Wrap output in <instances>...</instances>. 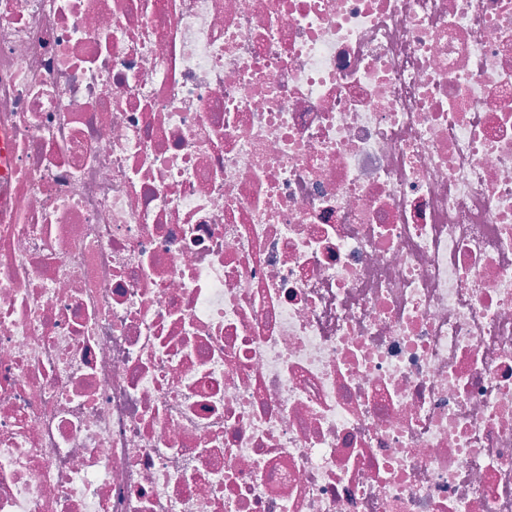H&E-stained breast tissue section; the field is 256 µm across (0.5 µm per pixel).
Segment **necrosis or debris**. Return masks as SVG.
<instances>
[{"instance_id": "4bbe7bcc", "label": "necrosis or debris", "mask_w": 512, "mask_h": 512, "mask_svg": "<svg viewBox=\"0 0 512 512\" xmlns=\"http://www.w3.org/2000/svg\"><path fill=\"white\" fill-rule=\"evenodd\" d=\"M0 512H512V0H0Z\"/></svg>"}]
</instances>
